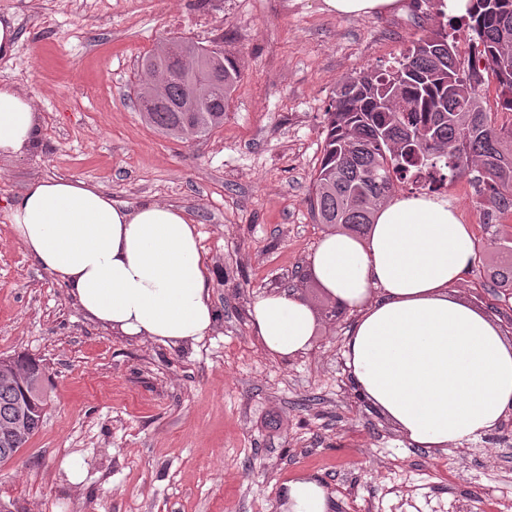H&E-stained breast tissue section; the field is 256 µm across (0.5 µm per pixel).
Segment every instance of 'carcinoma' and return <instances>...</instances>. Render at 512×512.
Wrapping results in <instances>:
<instances>
[{"instance_id":"obj_1","label":"carcinoma","mask_w":512,"mask_h":512,"mask_svg":"<svg viewBox=\"0 0 512 512\" xmlns=\"http://www.w3.org/2000/svg\"><path fill=\"white\" fill-rule=\"evenodd\" d=\"M467 25L478 40L482 64L461 68L454 40L444 29L413 41L385 70L362 72L342 82L327 112L320 168L309 205L317 221L359 233L374 213L410 180L445 182L466 172L501 210L512 207V122L483 106L481 70L491 71L500 89L501 110L512 112V0H474ZM147 86L135 98L144 120L177 139L196 128L206 135L224 125L240 80L236 61L223 58V86L195 104L185 101L187 80L173 57L148 54ZM356 81V94L344 92ZM18 377L0 375V427L21 420L10 439L0 436V462L14 458L42 427L40 395L50 384L47 367L34 358L9 359Z\"/></svg>"}]
</instances>
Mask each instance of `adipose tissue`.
Returning a JSON list of instances; mask_svg holds the SVG:
<instances>
[{
    "mask_svg": "<svg viewBox=\"0 0 512 512\" xmlns=\"http://www.w3.org/2000/svg\"><path fill=\"white\" fill-rule=\"evenodd\" d=\"M40 144L32 97L1 80L0 158ZM7 217L32 263L103 329L183 350L213 332L200 233L183 209L121 202L81 179L35 178ZM477 252L456 207L417 194L379 208L366 236L324 235L309 256L330 301L355 316L343 357L356 393L403 441L434 455L483 440L512 409V335L456 295ZM248 315L269 356L310 348L314 313L295 296L266 292ZM285 496L288 512L333 508L313 476L289 481Z\"/></svg>",
    "mask_w": 512,
    "mask_h": 512,
    "instance_id": "obj_1",
    "label": "adipose tissue"
}]
</instances>
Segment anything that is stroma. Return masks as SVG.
<instances>
[{
    "instance_id": "obj_1",
    "label": "stroma",
    "mask_w": 512,
    "mask_h": 512,
    "mask_svg": "<svg viewBox=\"0 0 512 512\" xmlns=\"http://www.w3.org/2000/svg\"><path fill=\"white\" fill-rule=\"evenodd\" d=\"M437 0L339 16L323 0H0L20 40L0 79L36 99L41 148L0 161V358L44 360V423L0 465L14 512H282L288 480L312 475L334 512H457L472 484L479 512H512V446L481 441L434 457L402 442L360 402L342 340L353 318L331 302L308 257L325 225L308 202L326 114L341 81L392 64L447 19ZM221 45L241 72L223 127L180 141L141 117V58L162 38ZM78 178L195 220L219 316L196 349L113 335L32 264L4 208L34 178ZM448 200L478 258L457 291L512 332V288L490 276V242L512 243L470 175ZM284 290L315 314L312 348L266 356L248 309ZM84 478L72 483L69 464Z\"/></svg>"
}]
</instances>
